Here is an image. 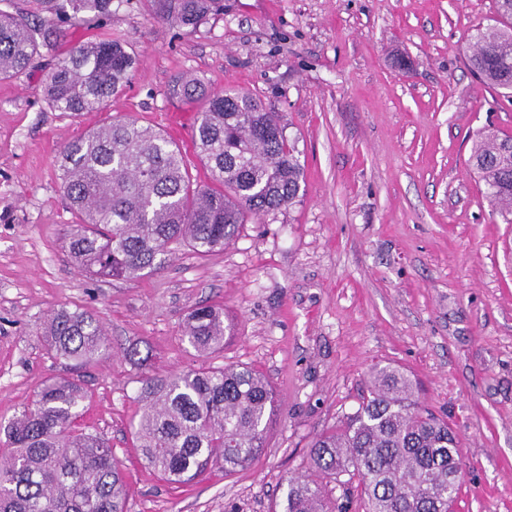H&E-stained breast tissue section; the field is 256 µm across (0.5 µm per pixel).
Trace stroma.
I'll return each instance as SVG.
<instances>
[{
	"label": "stroma",
	"instance_id": "stroma-1",
	"mask_svg": "<svg viewBox=\"0 0 512 512\" xmlns=\"http://www.w3.org/2000/svg\"><path fill=\"white\" fill-rule=\"evenodd\" d=\"M495 0H224L184 32L142 0H113L107 30L138 64L106 109L64 118L42 96L47 57L0 81V417L42 382L71 377L48 354L49 310L92 313L111 348L84 371L83 421L111 445L128 512H274L306 473L311 441L353 413L390 364L447 417L465 462L455 512H512V224L471 166L491 128L512 136V101L475 77L467 47ZM238 87L280 112L304 168L289 207L240 225L225 249H182L136 279L80 271L55 160L115 117L165 128L180 74ZM220 304L232 338L205 357L182 341L192 308ZM137 349L141 364L123 356ZM246 365L279 407L265 448L232 475L168 483L131 430L142 381Z\"/></svg>",
	"mask_w": 512,
	"mask_h": 512
}]
</instances>
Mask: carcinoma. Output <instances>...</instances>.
<instances>
[{
  "label": "carcinoma",
  "mask_w": 512,
  "mask_h": 512,
  "mask_svg": "<svg viewBox=\"0 0 512 512\" xmlns=\"http://www.w3.org/2000/svg\"><path fill=\"white\" fill-rule=\"evenodd\" d=\"M18 15L0 9V79L24 73L56 52L62 24L100 27L112 0H34ZM188 33L224 13V0H146ZM137 65L124 37L110 32L56 58L42 95L64 117L102 111L129 86ZM470 65L487 84L512 94V0H497V19L477 30ZM168 96L200 103L194 137L209 184L196 183L181 150L138 120L117 117L68 142L58 178L75 218L66 247L90 274L138 278L163 266L179 246L224 249L249 215L292 205L303 170L279 113L254 94L208 92L193 77L174 80ZM509 136L484 135L471 161L487 197L512 224ZM231 326L224 308H194L182 339L198 353L224 351ZM47 352L75 368L106 347L100 323L78 308L51 311ZM357 410L319 434L308 459L317 477L287 481L282 512H344L329 484L360 488L365 512H453L463 467L448 421L415 398L399 368L376 366ZM87 398L74 381L52 378L30 404L0 420V512H126L121 462L102 436L76 423ZM133 435L143 460L165 481L183 484L209 466L235 473L255 461L277 409L271 385L248 366L151 375L142 382Z\"/></svg>",
  "instance_id": "carcinoma-1"
}]
</instances>
